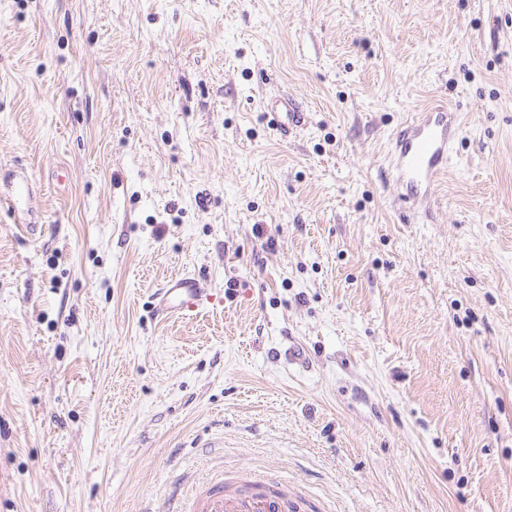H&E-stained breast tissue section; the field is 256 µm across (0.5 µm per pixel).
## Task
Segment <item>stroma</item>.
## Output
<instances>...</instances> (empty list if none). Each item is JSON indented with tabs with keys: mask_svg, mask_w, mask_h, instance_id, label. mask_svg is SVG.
Listing matches in <instances>:
<instances>
[{
	"mask_svg": "<svg viewBox=\"0 0 512 512\" xmlns=\"http://www.w3.org/2000/svg\"><path fill=\"white\" fill-rule=\"evenodd\" d=\"M434 104L460 132L414 207L390 153ZM13 166L0 512H168L217 476L512 512V0H0ZM185 272L216 300L156 319ZM270 112H275L279 120H276V126L279 130L286 132L288 125L290 124H301L304 122V115L302 112H298L289 102L288 96H281L278 100L271 103Z\"/></svg>",
	"mask_w": 512,
	"mask_h": 512,
	"instance_id": "1",
	"label": "stroma"
}]
</instances>
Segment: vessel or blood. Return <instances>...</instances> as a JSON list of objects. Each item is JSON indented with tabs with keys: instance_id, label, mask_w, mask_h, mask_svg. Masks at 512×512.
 I'll return each mask as SVG.
<instances>
[{
	"instance_id": "b4317fda",
	"label": "vessel or blood",
	"mask_w": 512,
	"mask_h": 512,
	"mask_svg": "<svg viewBox=\"0 0 512 512\" xmlns=\"http://www.w3.org/2000/svg\"><path fill=\"white\" fill-rule=\"evenodd\" d=\"M279 130L301 124L304 115L280 97L271 103ZM457 131V115L439 106L419 115L396 137V181L405 196L426 199L432 196L441 172L448 163V154ZM155 315L165 321L172 317L190 319L207 307L212 295L202 280L192 274L170 278L156 293ZM294 502L286 500L275 490L257 487L248 496L225 493L222 482L190 492L187 512H293Z\"/></svg>"
}]
</instances>
